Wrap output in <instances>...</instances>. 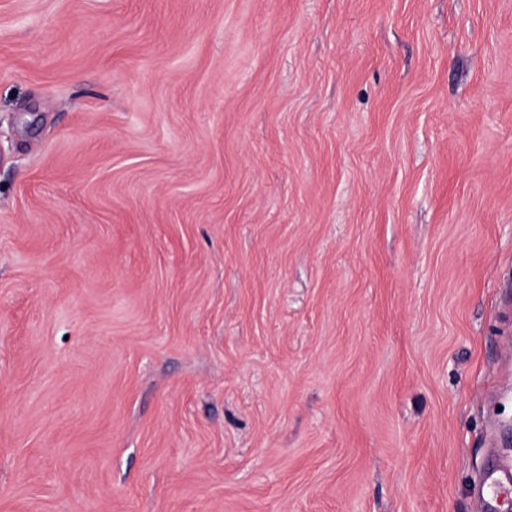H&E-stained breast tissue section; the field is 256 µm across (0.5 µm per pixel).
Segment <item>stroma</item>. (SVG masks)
I'll use <instances>...</instances> for the list:
<instances>
[{"instance_id":"1","label":"stroma","mask_w":512,"mask_h":512,"mask_svg":"<svg viewBox=\"0 0 512 512\" xmlns=\"http://www.w3.org/2000/svg\"><path fill=\"white\" fill-rule=\"evenodd\" d=\"M509 312L512 0H0V512H478Z\"/></svg>"}]
</instances>
